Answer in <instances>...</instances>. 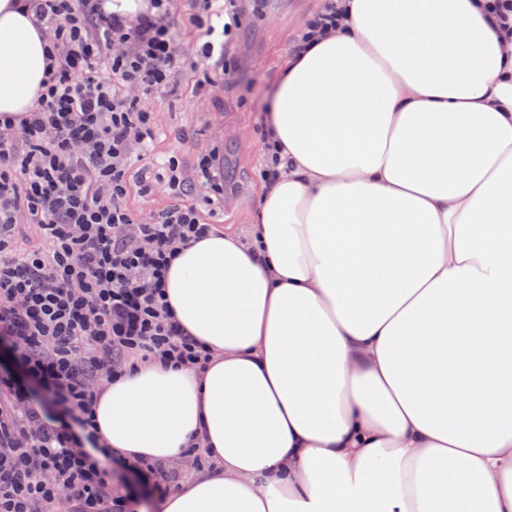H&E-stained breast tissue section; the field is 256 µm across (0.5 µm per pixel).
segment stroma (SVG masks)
<instances>
[{"label": "stroma", "mask_w": 512, "mask_h": 512, "mask_svg": "<svg viewBox=\"0 0 512 512\" xmlns=\"http://www.w3.org/2000/svg\"><path fill=\"white\" fill-rule=\"evenodd\" d=\"M322 0H261L247 15L232 56L237 81L206 95L195 94L188 77L176 75L177 93L153 99L156 153L174 151L187 179H195L200 156L223 136L227 176L233 188L224 201L220 228L248 237L261 198L263 150L258 124L269 105L278 71L291 45Z\"/></svg>", "instance_id": "stroma-1"}]
</instances>
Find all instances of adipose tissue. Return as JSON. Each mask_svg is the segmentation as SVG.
<instances>
[{
  "instance_id": "1",
  "label": "adipose tissue",
  "mask_w": 512,
  "mask_h": 512,
  "mask_svg": "<svg viewBox=\"0 0 512 512\" xmlns=\"http://www.w3.org/2000/svg\"><path fill=\"white\" fill-rule=\"evenodd\" d=\"M0 0V117L46 40ZM494 0H338L264 122L248 239L185 246L166 295L204 371L115 378L97 429L212 468L162 512H512V18Z\"/></svg>"
}]
</instances>
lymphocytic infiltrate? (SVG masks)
Wrapping results in <instances>:
<instances>
[{"label": "lymphocytic infiltrate", "instance_id": "obj_1", "mask_svg": "<svg viewBox=\"0 0 512 512\" xmlns=\"http://www.w3.org/2000/svg\"><path fill=\"white\" fill-rule=\"evenodd\" d=\"M102 0H22L48 42L36 104L0 119V345L24 373L0 369V512H131L112 487L114 456L93 406L139 364L205 369L210 354L177 322L165 293L181 248L213 232L224 202V144L185 182L176 156L145 163L149 100L185 73L197 93L231 85L227 57L241 0H192L193 54L177 48L171 0L118 20ZM164 187L141 221L130 194ZM39 245L23 247V226Z\"/></svg>", "mask_w": 512, "mask_h": 512}]
</instances>
